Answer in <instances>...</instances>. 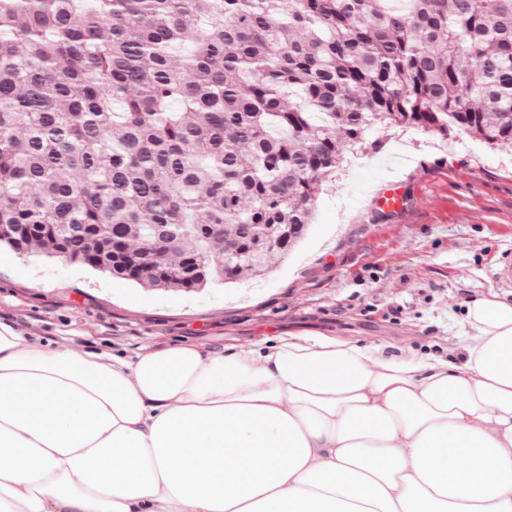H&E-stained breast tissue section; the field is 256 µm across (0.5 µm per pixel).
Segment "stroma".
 <instances>
[{"mask_svg":"<svg viewBox=\"0 0 512 512\" xmlns=\"http://www.w3.org/2000/svg\"><path fill=\"white\" fill-rule=\"evenodd\" d=\"M398 181L405 206L373 198ZM512 248V152L468 134L369 130L318 196L307 237L264 276L194 292L0 249V324L74 351L130 358L172 345L225 352L320 332L452 358L469 300Z\"/></svg>","mask_w":512,"mask_h":512,"instance_id":"obj_1","label":"stroma"}]
</instances>
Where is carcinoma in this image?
I'll list each match as a JSON object with an SVG mask.
<instances>
[{"mask_svg": "<svg viewBox=\"0 0 512 512\" xmlns=\"http://www.w3.org/2000/svg\"><path fill=\"white\" fill-rule=\"evenodd\" d=\"M375 125L512 151V0H0L20 255L164 290L260 276Z\"/></svg>", "mask_w": 512, "mask_h": 512, "instance_id": "carcinoma-1", "label": "carcinoma"}]
</instances>
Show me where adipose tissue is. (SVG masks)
I'll list each match as a JSON object with an SVG mask.
<instances>
[{"mask_svg":"<svg viewBox=\"0 0 512 512\" xmlns=\"http://www.w3.org/2000/svg\"><path fill=\"white\" fill-rule=\"evenodd\" d=\"M459 360L308 334L130 359L0 326V512H512V301Z\"/></svg>","mask_w":512,"mask_h":512,"instance_id":"adipose-tissue-1","label":"adipose tissue"}]
</instances>
